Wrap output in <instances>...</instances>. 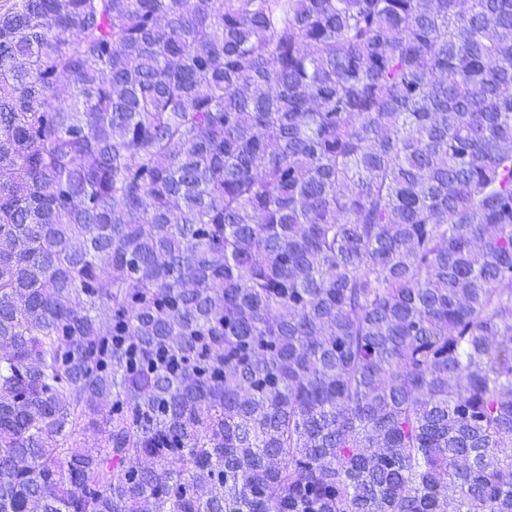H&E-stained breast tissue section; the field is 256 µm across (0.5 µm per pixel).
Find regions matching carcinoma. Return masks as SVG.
I'll return each mask as SVG.
<instances>
[{
  "label": "carcinoma",
  "instance_id": "obj_1",
  "mask_svg": "<svg viewBox=\"0 0 512 512\" xmlns=\"http://www.w3.org/2000/svg\"><path fill=\"white\" fill-rule=\"evenodd\" d=\"M460 2L0 0V512H512V0Z\"/></svg>",
  "mask_w": 512,
  "mask_h": 512
}]
</instances>
